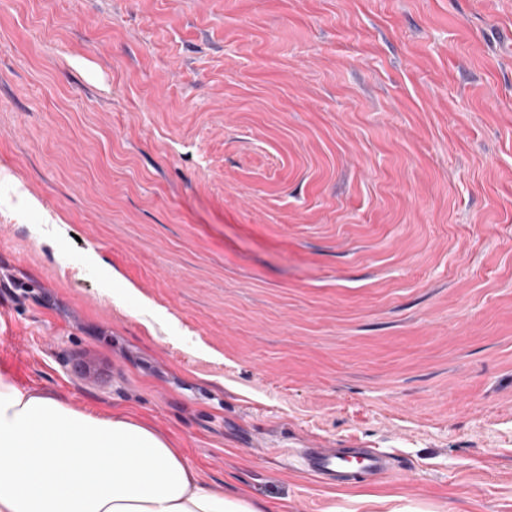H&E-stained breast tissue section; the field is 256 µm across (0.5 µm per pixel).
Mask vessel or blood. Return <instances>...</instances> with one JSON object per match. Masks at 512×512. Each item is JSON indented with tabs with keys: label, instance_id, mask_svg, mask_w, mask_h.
Wrapping results in <instances>:
<instances>
[{
	"label": "vessel or blood",
	"instance_id": "vessel-or-blood-1",
	"mask_svg": "<svg viewBox=\"0 0 512 512\" xmlns=\"http://www.w3.org/2000/svg\"><path fill=\"white\" fill-rule=\"evenodd\" d=\"M302 466L305 471L328 484L346 483L356 480L364 484H375L391 471L387 456L371 450L350 457L336 448L312 447L304 449Z\"/></svg>",
	"mask_w": 512,
	"mask_h": 512
}]
</instances>
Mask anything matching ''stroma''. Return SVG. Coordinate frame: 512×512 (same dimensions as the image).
I'll return each mask as SVG.
<instances>
[{
  "label": "stroma",
  "mask_w": 512,
  "mask_h": 512,
  "mask_svg": "<svg viewBox=\"0 0 512 512\" xmlns=\"http://www.w3.org/2000/svg\"><path fill=\"white\" fill-rule=\"evenodd\" d=\"M1 350L266 512H512V0H0ZM302 467L309 474L328 484L346 483L353 478L364 484H375L391 472V463L381 452L362 451L349 457L338 448H304Z\"/></svg>",
  "instance_id": "35a3bbf8"
}]
</instances>
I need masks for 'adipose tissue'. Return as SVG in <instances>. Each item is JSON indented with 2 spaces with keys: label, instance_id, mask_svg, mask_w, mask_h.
Segmentation results:
<instances>
[{
  "label": "adipose tissue",
  "instance_id": "obj_1",
  "mask_svg": "<svg viewBox=\"0 0 512 512\" xmlns=\"http://www.w3.org/2000/svg\"><path fill=\"white\" fill-rule=\"evenodd\" d=\"M0 512H260L202 480L171 441L130 417L73 409L0 374Z\"/></svg>",
  "mask_w": 512,
  "mask_h": 512
}]
</instances>
